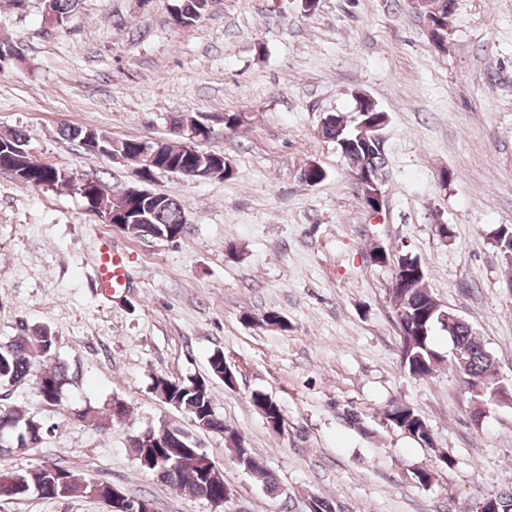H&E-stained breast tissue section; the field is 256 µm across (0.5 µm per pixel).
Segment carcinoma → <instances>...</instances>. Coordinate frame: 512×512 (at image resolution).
I'll return each mask as SVG.
<instances>
[{"label":"carcinoma","mask_w":512,"mask_h":512,"mask_svg":"<svg viewBox=\"0 0 512 512\" xmlns=\"http://www.w3.org/2000/svg\"><path fill=\"white\" fill-rule=\"evenodd\" d=\"M174 6L183 11L185 25H191L199 20L209 9L210 0H174ZM452 7L448 0H432L428 6L422 7L424 13L437 16L438 28L432 31L434 44L441 46L443 34L448 24V15ZM361 113L359 121L372 124L387 119V115L370 101H360ZM358 127H349L343 123L339 115H334L329 124L322 126V135L336 142L337 149L358 168L382 167L385 164V153L378 150L375 144L365 145L360 139ZM10 139L6 146L0 149V169L11 164L22 163L28 172L29 187L35 189L69 187L74 188L76 178L64 180L60 170L40 164L32 159L28 150L26 135L19 130L7 132ZM218 153L194 150L174 151L170 146L162 149V156L153 167L156 173L165 172L173 167L184 170L206 168L212 165ZM151 222L160 225L161 229L179 239L186 233L184 210L176 198L163 195L160 205L151 206ZM411 260L409 266L413 272L412 284L401 290L394 288L390 291V299L396 313L404 320L403 334L399 335L401 346V361L406 371L413 377L430 376L441 364L437 351L432 346V333L435 328L446 332L453 342V348L462 352V363L459 370L467 377V387L472 391V397L478 405H484L492 398V391L497 383L489 380L495 358L470 333L466 322L444 323L439 319L440 312L435 310L436 300L427 286L425 266L421 260L406 255L398 257L396 265ZM57 336L47 328H36L22 336H15L7 343H0V384L14 385L20 382H32L40 397L47 403L61 401L62 393L67 384L68 371L66 366L55 364L50 367L45 362L53 356L56 349ZM172 398L180 404L181 411L194 418L198 428L225 435L224 441L234 445L231 452L239 456V468L249 469L253 478L259 480L267 491L274 494L278 484L269 475L264 463L248 448L236 447L239 435L233 428L224 423V418L217 415L213 407L210 390L200 393L180 385L173 390ZM387 421L394 428L409 435L419 444L428 447L434 445V435L423 417L412 407L397 404L386 413ZM37 430L39 438H44L45 426L33 415L19 406L0 405V449H7V454L26 448L27 438L32 430ZM166 471L159 478L173 486L181 494L194 498H205L210 493H223L224 487L210 488L199 477L196 462L186 457L179 461L170 460L165 463ZM58 469L56 464H42L26 471H13L0 468V483L5 482L19 489L16 497L36 495L43 499L101 498L102 488L93 483V478L75 470L69 471L74 481L60 495L48 493L49 481Z\"/></svg>","instance_id":"cac0c4a2"}]
</instances>
